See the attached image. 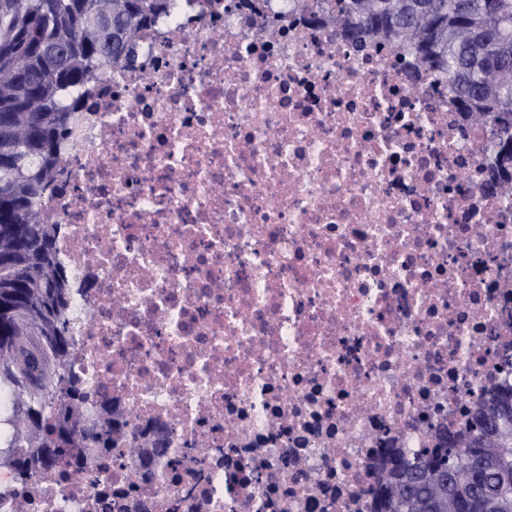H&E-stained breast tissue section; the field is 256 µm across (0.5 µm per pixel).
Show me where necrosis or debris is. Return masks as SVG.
Wrapping results in <instances>:
<instances>
[{
    "label": "necrosis or debris",
    "mask_w": 512,
    "mask_h": 512,
    "mask_svg": "<svg viewBox=\"0 0 512 512\" xmlns=\"http://www.w3.org/2000/svg\"><path fill=\"white\" fill-rule=\"evenodd\" d=\"M89 91L43 210L71 367L206 476L137 489L151 451L116 448L27 493L0 467V512H371L387 449L467 432L512 384V200L406 46L285 0H176Z\"/></svg>",
    "instance_id": "1"
}]
</instances>
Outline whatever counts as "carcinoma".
<instances>
[{"mask_svg":"<svg viewBox=\"0 0 512 512\" xmlns=\"http://www.w3.org/2000/svg\"><path fill=\"white\" fill-rule=\"evenodd\" d=\"M361 49L374 37L410 47L448 89L466 123L488 128L489 188L512 197V0H320ZM170 0H0V374L12 385L10 449L27 480L67 466L91 471L114 448L112 393L72 371V283L59 261L60 224L41 211L64 133L86 85L130 63L143 29ZM373 512H512V387L472 416L463 438L390 451Z\"/></svg>","mask_w":512,"mask_h":512,"instance_id":"obj_1","label":"carcinoma"}]
</instances>
